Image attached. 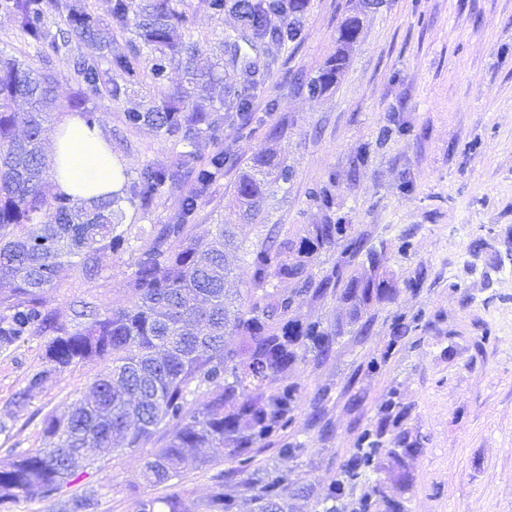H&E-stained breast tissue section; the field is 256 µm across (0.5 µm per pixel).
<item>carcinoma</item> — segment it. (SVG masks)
Returning <instances> with one entry per match:
<instances>
[{
  "label": "carcinoma",
  "mask_w": 512,
  "mask_h": 512,
  "mask_svg": "<svg viewBox=\"0 0 512 512\" xmlns=\"http://www.w3.org/2000/svg\"><path fill=\"white\" fill-rule=\"evenodd\" d=\"M177 2L112 0L106 27L84 0H56L65 13L67 36L86 48L76 63L78 96L66 105L57 97L50 71L0 53V349L25 335L50 336L43 368L31 376L13 405L22 411L31 389L72 365L105 363L89 397L77 400L66 415L43 419L48 446L21 454L0 469V506L22 495L50 503L48 512H94L95 491L66 496L62 490L94 464L96 450L142 448L172 423L174 429L160 439L140 474L147 485L164 488V494L141 500V512H235V499L224 495L227 482L255 501L258 512H288V495L306 494L308 488H292L278 470L254 464L257 445L288 428L300 396L295 389L275 395L266 389L305 353L328 356L342 334L339 328L324 332L314 324L304 327L289 312L303 295H334L352 302L359 315L397 294L394 279L379 272L382 252L350 235L348 225L326 220L307 225L295 237L267 236L253 251L249 288L229 296L231 258L239 249L231 225L216 224L206 237L189 235V226L198 199L224 173V150L205 153L219 137L216 112L234 103L246 109L253 79L247 75L231 82L218 56L184 40L182 31L191 20ZM307 2L208 0L207 6L217 15L234 16L241 35L254 42L270 35L293 41L301 35ZM47 5L48 0H0L45 59L68 43L47 31ZM362 27L358 10L341 21L336 53L307 83L311 97L336 86ZM118 36L128 37V51H112ZM146 68L155 83L180 68L185 83L147 107L131 90ZM114 71L124 75L126 86L112 82ZM200 83L208 95L198 101L192 90ZM98 96L125 99L127 126H150L188 147L179 154L178 165L189 170L195 191L183 198L171 222L154 230L151 245L135 262L126 302L82 303L78 316L84 322L74 329L49 306L48 292L57 287L60 272L72 259H79L82 271L92 276L100 253L127 243L125 232H117L121 198L81 200L55 191L44 144L51 116L67 105L84 108L85 123L97 124L99 116L85 102ZM290 176V169L276 163L272 154L254 156L235 186L234 204L242 217L262 220V204L272 184ZM170 178L167 168L147 165L129 186L130 195L148 202ZM341 239L350 257L365 255L369 272L347 276L338 262L315 278L309 270L313 256ZM273 279L292 281L296 288L275 298L268 291ZM229 333L240 337L239 347L226 348L224 336ZM201 385L210 388V398L194 408L188 395ZM205 446L224 449L236 466L216 474L208 498L196 503L180 488L179 478L183 463ZM380 452L363 450L344 465L343 473L355 477ZM342 485L335 479L327 486L321 512H338L336 495ZM375 505L383 507L381 512H404L379 488L374 497L361 501L360 512H371Z\"/></svg>",
  "instance_id": "1"
}]
</instances>
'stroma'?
<instances>
[{"mask_svg": "<svg viewBox=\"0 0 512 512\" xmlns=\"http://www.w3.org/2000/svg\"><path fill=\"white\" fill-rule=\"evenodd\" d=\"M182 6L192 38L220 51L236 18L213 14L206 0ZM356 6L309 0L296 41L242 45L257 70L249 117L220 112L229 159L190 225L197 236L214 224L234 225L244 284L250 254L271 227L296 235L328 218L384 248V269L398 284L394 301L370 308L365 327L335 297L296 301L290 318L342 334L329 356L307 354L275 383L278 391L299 388L303 401L282 440L266 444L257 462L310 487L289 499L290 512H320L322 490L341 466L375 446L384 450L380 467L344 482L340 512L378 484L405 512H512V264L504 260L512 251V0H383L365 8L339 84L311 97L305 81L335 53L336 28ZM0 51L48 67L61 100L77 91V41L43 62L14 16L0 11ZM87 106L129 178L152 163L171 169L173 180L149 205L124 202L133 236L102 254L96 275L75 265L61 272L50 299L65 318L83 299H125L154 226L169 223L194 188L176 167L180 145L146 126L127 128L120 102L98 97ZM274 126L280 133L272 139ZM269 151L293 175L272 186L262 221L248 223L231 205L236 180L254 154ZM321 190L330 206L312 201ZM46 342L25 336L0 351V468L44 447V417L67 413L99 370L73 366L29 388ZM23 390L29 404L18 413L11 401ZM285 441L300 452L280 455ZM153 450L99 453L81 479L98 491L95 512H140L152 490L139 473ZM393 451L400 467L391 465ZM204 454L205 462L188 461L181 473L195 501L230 466L222 449Z\"/></svg>", "mask_w": 512, "mask_h": 512, "instance_id": "1", "label": "stroma"}]
</instances>
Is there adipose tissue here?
<instances>
[{
	"instance_id": "ef3b65f1",
	"label": "adipose tissue",
	"mask_w": 512,
	"mask_h": 512,
	"mask_svg": "<svg viewBox=\"0 0 512 512\" xmlns=\"http://www.w3.org/2000/svg\"><path fill=\"white\" fill-rule=\"evenodd\" d=\"M51 150L57 191L84 200L121 191V162L102 131L88 127L78 113H69L57 125Z\"/></svg>"
}]
</instances>
